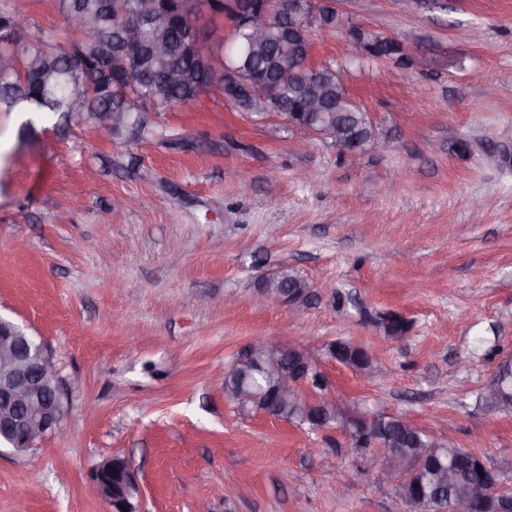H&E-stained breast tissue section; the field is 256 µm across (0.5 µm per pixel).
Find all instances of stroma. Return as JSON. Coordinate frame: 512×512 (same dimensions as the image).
I'll list each match as a JSON object with an SVG mask.
<instances>
[{"mask_svg":"<svg viewBox=\"0 0 512 512\" xmlns=\"http://www.w3.org/2000/svg\"><path fill=\"white\" fill-rule=\"evenodd\" d=\"M311 35L388 143L350 159L219 94L105 124L0 110V317L50 350L62 430L0 451V512H111L92 480L123 459L139 512H408L377 449L224 394L253 340L318 362L337 402L480 453L512 491V411L477 394L512 358V0H335ZM362 28L400 43L370 58ZM294 269L293 305L256 306ZM408 324L387 337L384 319ZM378 350L384 378L327 351ZM328 353L338 361L346 362L348 365L359 369L360 360L364 359L361 348L344 340H338L328 346Z\"/></svg>","mask_w":512,"mask_h":512,"instance_id":"35a3bbf8","label":"stroma"}]
</instances>
